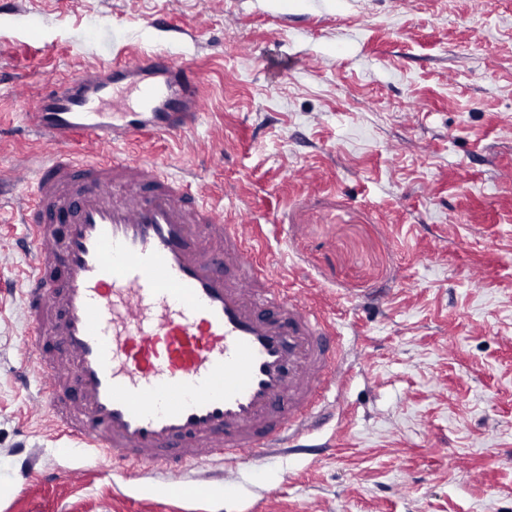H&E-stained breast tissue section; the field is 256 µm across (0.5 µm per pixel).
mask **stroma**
<instances>
[{
	"label": "stroma",
	"instance_id": "obj_1",
	"mask_svg": "<svg viewBox=\"0 0 512 512\" xmlns=\"http://www.w3.org/2000/svg\"><path fill=\"white\" fill-rule=\"evenodd\" d=\"M141 47L202 72L204 111L182 144L119 153L194 170L348 353L312 452L239 463L236 512H512V0H10L0 239L47 151L23 104ZM17 304L0 297V512H221L55 439L16 381ZM21 446L80 478L29 477Z\"/></svg>",
	"mask_w": 512,
	"mask_h": 512
}]
</instances>
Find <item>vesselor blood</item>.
Here are the masks:
<instances>
[{"instance_id": "b4317fda", "label": "vessel or blood", "mask_w": 512, "mask_h": 512, "mask_svg": "<svg viewBox=\"0 0 512 512\" xmlns=\"http://www.w3.org/2000/svg\"><path fill=\"white\" fill-rule=\"evenodd\" d=\"M144 71L140 111L115 122L104 101ZM203 83L146 50L51 83L25 108L48 149L20 174L19 352L74 453L172 490L195 469L221 493L239 461L288 453L313 430L348 368L326 313L261 265L251 225L185 178L116 155L194 129ZM79 134L98 144L92 158L76 157Z\"/></svg>"}]
</instances>
